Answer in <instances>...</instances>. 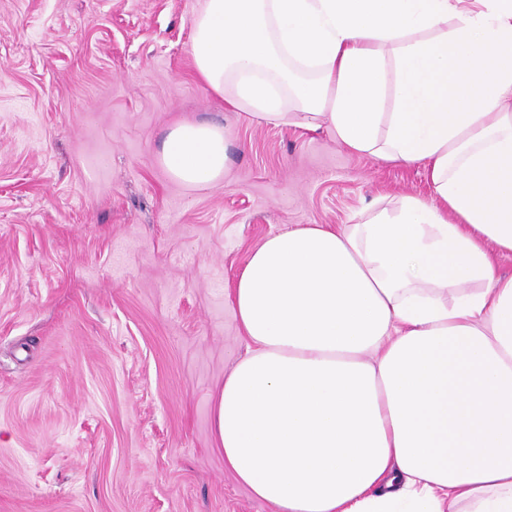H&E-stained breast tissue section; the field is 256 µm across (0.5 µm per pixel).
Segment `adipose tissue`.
<instances>
[{"label": "adipose tissue", "instance_id": "obj_1", "mask_svg": "<svg viewBox=\"0 0 512 512\" xmlns=\"http://www.w3.org/2000/svg\"><path fill=\"white\" fill-rule=\"evenodd\" d=\"M191 26L232 110L423 166L434 194L252 252L225 467L276 512H512V0H203ZM226 160L212 122L159 154L191 186Z\"/></svg>", "mask_w": 512, "mask_h": 512}]
</instances>
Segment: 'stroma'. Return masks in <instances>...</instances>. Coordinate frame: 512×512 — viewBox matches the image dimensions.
<instances>
[{
  "mask_svg": "<svg viewBox=\"0 0 512 512\" xmlns=\"http://www.w3.org/2000/svg\"><path fill=\"white\" fill-rule=\"evenodd\" d=\"M200 3L0 0V512H273L214 444L228 293L270 234L431 195L422 166L212 96ZM179 120L223 124L220 183L160 165Z\"/></svg>",
  "mask_w": 512,
  "mask_h": 512,
  "instance_id": "stroma-1",
  "label": "stroma"
}]
</instances>
